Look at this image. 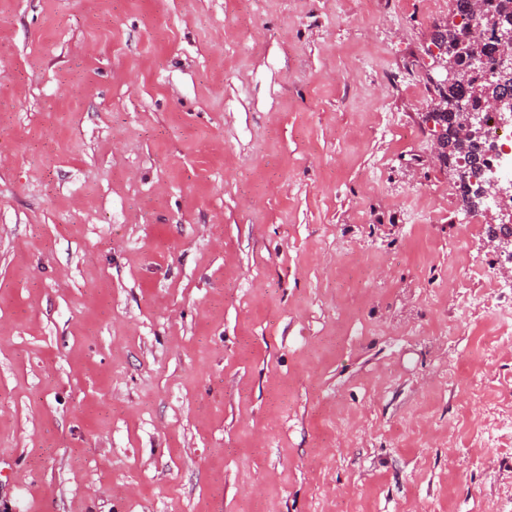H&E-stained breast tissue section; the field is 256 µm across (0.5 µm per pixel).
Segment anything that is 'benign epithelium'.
<instances>
[{"instance_id":"1","label":"benign epithelium","mask_w":512,"mask_h":512,"mask_svg":"<svg viewBox=\"0 0 512 512\" xmlns=\"http://www.w3.org/2000/svg\"><path fill=\"white\" fill-rule=\"evenodd\" d=\"M461 21L459 15H452V19L438 22L432 26L430 35V55L432 65L425 76L429 84L438 89H448L468 80L489 78L492 72L486 66V56L483 49L487 41L496 44L495 73L500 75L512 72V28L503 27L492 21L486 25L471 27L466 40L457 46V55L468 63L466 67H459L454 59L448 57V48L440 41V36L447 35L448 30L454 28ZM443 103L436 100L429 104L426 111L421 113L424 122L435 128V140L431 160L448 172V179L459 182L467 178L464 170L446 162L448 154V134L441 122L443 116ZM454 119L456 134L460 141L466 142L485 134L486 116L490 115L501 127L512 128V99L489 98L476 112L463 102L454 105ZM476 175L470 177L471 184L475 185V196L470 203L474 207L489 205L493 202L499 209L500 225L489 242L497 252L512 258V179L496 174L483 160L475 163Z\"/></svg>"}]
</instances>
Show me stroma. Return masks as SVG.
<instances>
[{
  "label": "stroma",
  "mask_w": 512,
  "mask_h": 512,
  "mask_svg": "<svg viewBox=\"0 0 512 512\" xmlns=\"http://www.w3.org/2000/svg\"><path fill=\"white\" fill-rule=\"evenodd\" d=\"M452 6L0 0V512H512ZM444 107L440 100H436L429 104L425 112H420L424 122L433 126L436 130L431 160L439 165L443 170L448 172V179L459 182L468 176L463 169L447 164L446 155L448 154V134L441 122L440 117L443 116Z\"/></svg>",
  "instance_id": "1"
}]
</instances>
